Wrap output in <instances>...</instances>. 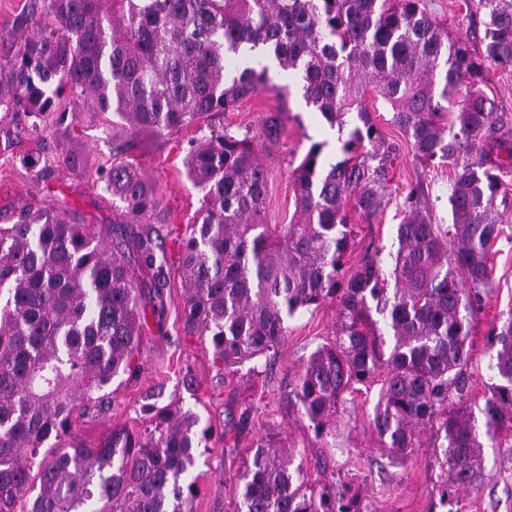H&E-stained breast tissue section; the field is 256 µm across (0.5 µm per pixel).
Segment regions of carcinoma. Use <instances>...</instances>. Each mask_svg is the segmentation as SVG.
<instances>
[{"mask_svg":"<svg viewBox=\"0 0 512 512\" xmlns=\"http://www.w3.org/2000/svg\"><path fill=\"white\" fill-rule=\"evenodd\" d=\"M430 2L42 0L22 19L27 33L0 36L10 45L0 56V112L25 117L32 134L61 126L69 90L132 133L161 135L273 89L268 65H226L247 45L300 74L306 105L338 132L356 121L342 160L326 161L325 143L314 142L292 169L288 224L264 222L269 172L250 131L211 127L188 144L186 175L204 195L178 242L184 329L207 337L228 370L275 352L283 314L336 300L335 335L306 360L295 397L323 430L354 385L384 375L375 432L404 458L429 430L446 503L477 484L482 448L512 427V308L488 329L486 440L466 406L473 317L512 211V118L480 91L453 100L483 80L485 62L512 68V0H481L480 52L449 33ZM369 94L418 162L454 169L450 224L434 222L419 189L405 195L391 293L376 251L342 272L355 240L349 214L369 221L385 209L396 159ZM135 148L131 139L113 145L112 164L96 172L133 224L159 203ZM60 165L82 172L86 158L71 149ZM127 253L155 288L166 286L169 256L151 233L117 238L109 252L90 225L50 208L0 224V512H192L187 476L209 442L193 411L160 407L149 391L142 430L114 431L95 448L69 436L77 409L102 406L114 379L139 370L146 312ZM292 463L280 441H261L239 478L236 512H364L349 485L316 494Z\"/></svg>","mask_w":512,"mask_h":512,"instance_id":"obj_1","label":"carcinoma"}]
</instances>
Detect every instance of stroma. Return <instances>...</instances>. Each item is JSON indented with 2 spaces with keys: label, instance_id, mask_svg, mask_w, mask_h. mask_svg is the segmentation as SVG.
<instances>
[{
  "label": "stroma",
  "instance_id": "35a3bbf8",
  "mask_svg": "<svg viewBox=\"0 0 512 512\" xmlns=\"http://www.w3.org/2000/svg\"><path fill=\"white\" fill-rule=\"evenodd\" d=\"M431 8L457 36H474L475 23L484 16L480 0H431ZM270 76L272 90L243 100L234 110L213 117L211 123L234 131L248 129L255 135L270 174L266 220L286 224L295 211L290 177L294 164L315 142L324 143L329 161L339 160L342 152L337 137L328 136L325 119L304 103L298 77L275 69ZM69 111L74 117L71 136L58 127L27 134L21 132L18 118L0 120V224L14 223L23 209L44 206L67 211L72 219L90 225L107 245L118 226L128 235L158 229L167 251L177 253V243L188 224L194 223L202 197L200 188L187 179L184 166L186 141L199 136V129L190 126L162 136L138 134L133 155L143 173L155 181L160 205L145 222L125 225L95 175L67 172L59 159L74 146L93 167L110 165L113 140L127 137L128 132L118 118L92 113L83 98L71 99ZM272 113L278 114L282 125L276 143L266 142L262 135L265 118ZM383 131L398 148L385 190L389 204L368 222L352 216L355 246L344 259L349 268L370 248L380 250L383 269H391L397 249L395 228L410 184H422L436 223L451 221L452 168L419 164L396 128L387 125ZM33 156L39 163L32 168L27 161ZM492 265V285L470 338L468 369L476 384L467 405L475 411L483 407L488 395L487 330L502 310L512 307V216L506 218L493 247ZM138 285L140 306L149 312L140 343L141 369L136 375L114 380L110 402L101 410L76 417L75 434L93 446L110 432L139 430L143 425L141 396L149 388L161 391L162 403L176 401L192 409L201 426L211 429L209 446L189 473L196 486L193 512H235L244 464L260 440L271 436L292 449L309 487L350 484L365 512H512V460L500 452L501 446L512 444V428L499 435L498 447L484 449L481 483L459 491L445 505L439 499L438 454L429 446V433L421 434L419 447L405 461L388 459L372 425L380 381L357 386L327 428L316 431L293 389L310 353L334 336V301L288 317L287 335L273 357L245 363L232 372L219 368L207 339L185 332L183 285L178 275H171L160 297L147 275H140ZM188 374L195 379L190 389L183 385Z\"/></svg>",
  "mask_w": 512,
  "mask_h": 512
}]
</instances>
